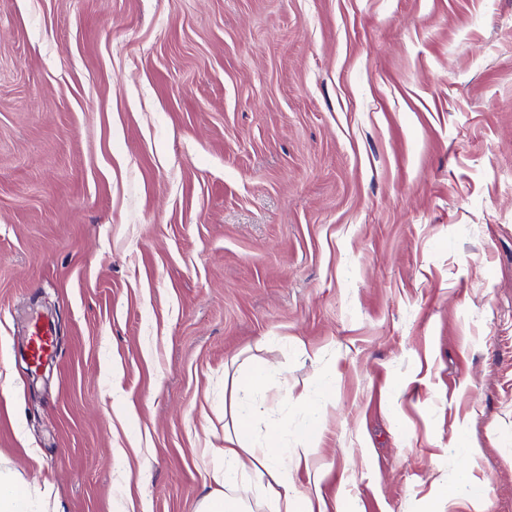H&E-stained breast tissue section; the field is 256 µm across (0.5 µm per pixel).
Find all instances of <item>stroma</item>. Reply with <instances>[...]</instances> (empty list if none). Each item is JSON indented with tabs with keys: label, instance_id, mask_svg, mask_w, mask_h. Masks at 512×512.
Here are the masks:
<instances>
[{
	"label": "stroma",
	"instance_id": "35a3bbf8",
	"mask_svg": "<svg viewBox=\"0 0 512 512\" xmlns=\"http://www.w3.org/2000/svg\"><path fill=\"white\" fill-rule=\"evenodd\" d=\"M256 364L324 512H512V0H0V464L196 512ZM31 365L39 367L55 357L54 331L49 324L35 320L29 328ZM333 385L332 379H324L319 388L316 390H304L298 395H294L288 387L283 388L280 396V403L283 405L288 404V401L311 403L312 408L310 411V425L308 430L310 432H318L321 429L323 409L326 407L328 400V393Z\"/></svg>",
	"mask_w": 512,
	"mask_h": 512
}]
</instances>
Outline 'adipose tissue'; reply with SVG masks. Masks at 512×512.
<instances>
[{
	"label": "adipose tissue",
	"instance_id": "adipose-tissue-1",
	"mask_svg": "<svg viewBox=\"0 0 512 512\" xmlns=\"http://www.w3.org/2000/svg\"><path fill=\"white\" fill-rule=\"evenodd\" d=\"M269 373L258 366L239 378L231 403V426L224 431V445L215 451L211 489L200 500L197 512H253L239 487L247 481L262 512H315L311 496L297 489L290 466L310 461V449L289 448L288 424L272 425L263 436H254L252 419L255 395L264 391ZM0 512H43L20 476L0 467Z\"/></svg>",
	"mask_w": 512,
	"mask_h": 512
}]
</instances>
